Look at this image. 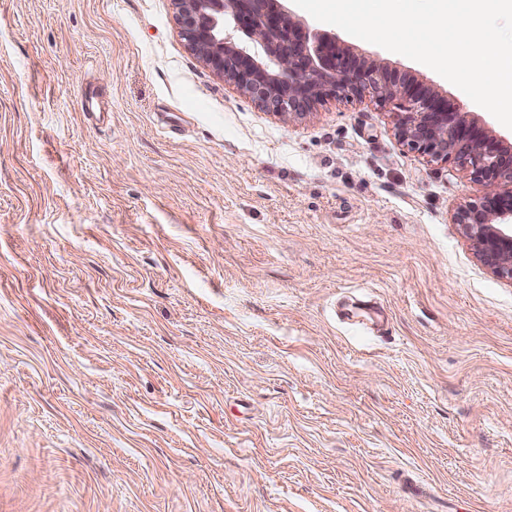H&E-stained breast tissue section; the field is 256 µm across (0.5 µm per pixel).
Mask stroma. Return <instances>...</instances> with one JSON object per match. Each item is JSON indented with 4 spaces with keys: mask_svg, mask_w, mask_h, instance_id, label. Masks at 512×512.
I'll list each match as a JSON object with an SVG mask.
<instances>
[{
    "mask_svg": "<svg viewBox=\"0 0 512 512\" xmlns=\"http://www.w3.org/2000/svg\"><path fill=\"white\" fill-rule=\"evenodd\" d=\"M480 194L393 105L271 114L172 0H0V512H512V283L451 222Z\"/></svg>",
    "mask_w": 512,
    "mask_h": 512,
    "instance_id": "35a3bbf8",
    "label": "stroma"
}]
</instances>
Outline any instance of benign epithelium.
Here are the masks:
<instances>
[{"label": "benign epithelium", "mask_w": 512, "mask_h": 512, "mask_svg": "<svg viewBox=\"0 0 512 512\" xmlns=\"http://www.w3.org/2000/svg\"><path fill=\"white\" fill-rule=\"evenodd\" d=\"M188 51L242 95L282 117L303 118L327 98L370 97L399 109L409 150L453 162L482 195L452 216L481 264L512 283V145L413 78L314 32L279 0H172Z\"/></svg>", "instance_id": "7a95c632"}]
</instances>
